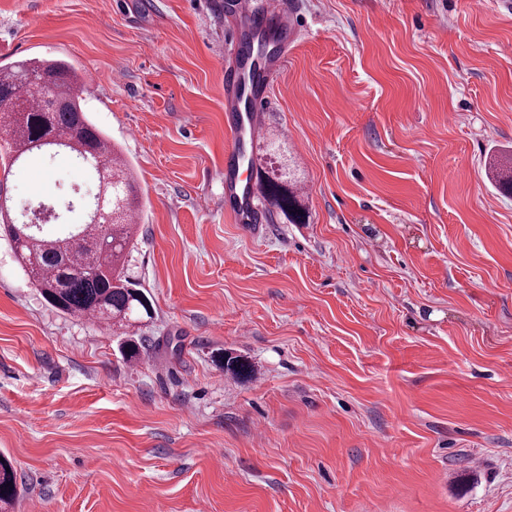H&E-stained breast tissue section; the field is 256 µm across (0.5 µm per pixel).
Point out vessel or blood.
I'll return each instance as SVG.
<instances>
[{
  "mask_svg": "<svg viewBox=\"0 0 512 512\" xmlns=\"http://www.w3.org/2000/svg\"><path fill=\"white\" fill-rule=\"evenodd\" d=\"M239 22L233 30L238 49L224 74V120L233 144L224 159V208L236 223L259 224L262 189L248 164L247 151L259 137L268 86L288 60V6L270 0L264 13H254L251 0H238Z\"/></svg>",
  "mask_w": 512,
  "mask_h": 512,
  "instance_id": "b4317fda",
  "label": "vessel or blood"
}]
</instances>
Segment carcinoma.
I'll list each match as a JSON object with an SVG mask.
<instances>
[{
	"label": "carcinoma",
	"mask_w": 512,
	"mask_h": 512,
	"mask_svg": "<svg viewBox=\"0 0 512 512\" xmlns=\"http://www.w3.org/2000/svg\"><path fill=\"white\" fill-rule=\"evenodd\" d=\"M82 75L64 59H28L0 66V134L5 137L8 163L30 166L52 152L76 155L98 194L86 220L64 237L50 238L28 229L14 245L15 254L53 308L69 315H90L114 330L128 329L152 318V303L120 268L133 242L132 218L139 207L136 181L112 141L91 121L79 91ZM493 186L512 194V160L493 158L486 166ZM263 198L303 222L297 188L279 177L278 169L263 176ZM234 376L253 373L250 363L224 358ZM17 496L16 473L0 461V512H9Z\"/></svg>",
	"instance_id": "carcinoma-1"
}]
</instances>
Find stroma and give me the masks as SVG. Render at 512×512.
Returning a JSON list of instances; mask_svg holds the SVG:
<instances>
[{
	"label": "stroma",
	"instance_id": "obj_1",
	"mask_svg": "<svg viewBox=\"0 0 512 512\" xmlns=\"http://www.w3.org/2000/svg\"><path fill=\"white\" fill-rule=\"evenodd\" d=\"M287 2L251 162L279 145L308 220L264 202L251 231L224 210L233 0H0V65L98 72L154 308L129 336L61 313L0 236L11 512H512V197L485 171L512 154V0ZM85 185L60 154L6 187Z\"/></svg>",
	"mask_w": 512,
	"mask_h": 512
}]
</instances>
